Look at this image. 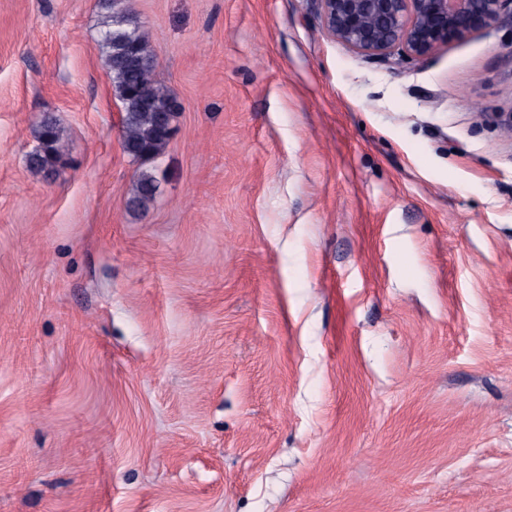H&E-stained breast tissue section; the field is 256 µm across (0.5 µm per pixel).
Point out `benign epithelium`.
<instances>
[{"label":"benign epithelium","mask_w":512,"mask_h":512,"mask_svg":"<svg viewBox=\"0 0 512 512\" xmlns=\"http://www.w3.org/2000/svg\"><path fill=\"white\" fill-rule=\"evenodd\" d=\"M326 34L384 61L425 58L506 17L512 0H316Z\"/></svg>","instance_id":"benign-epithelium-1"}]
</instances>
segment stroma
Wrapping results in <instances>:
<instances>
[{
    "label": "stroma",
    "instance_id": "1",
    "mask_svg": "<svg viewBox=\"0 0 512 512\" xmlns=\"http://www.w3.org/2000/svg\"><path fill=\"white\" fill-rule=\"evenodd\" d=\"M129 5L181 104L139 210L99 0H0V512H512V22L394 65ZM38 148L30 155L29 167L36 173H49L62 154L61 137L55 121L45 118L38 126Z\"/></svg>",
    "mask_w": 512,
    "mask_h": 512
}]
</instances>
